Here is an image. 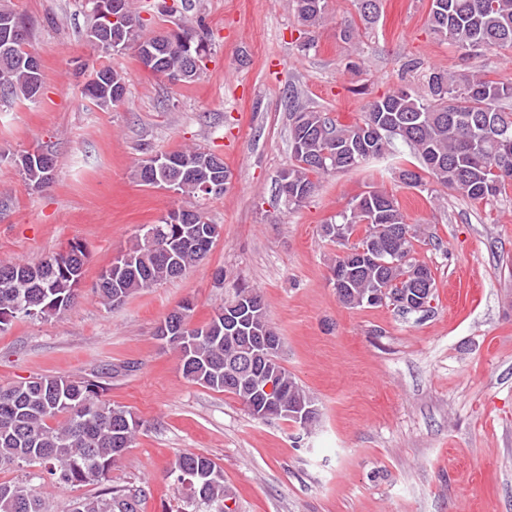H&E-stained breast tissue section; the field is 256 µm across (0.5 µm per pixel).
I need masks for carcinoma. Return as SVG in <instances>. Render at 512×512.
<instances>
[{
    "mask_svg": "<svg viewBox=\"0 0 512 512\" xmlns=\"http://www.w3.org/2000/svg\"><path fill=\"white\" fill-rule=\"evenodd\" d=\"M114 0H86L90 5L89 29L102 34L101 50L112 53V44H125L144 37L143 24L134 0H119L124 15L112 21ZM298 17L307 27H316L328 15V0H296ZM429 29L467 55L492 48H512V0H431ZM154 46L158 75H176L187 68V59L198 60L202 71L208 55L206 37L182 25L149 41ZM26 24L7 4H0V81L8 84L3 98L33 100L43 85L38 58L28 50ZM424 94L399 89L370 104L363 119L343 124L303 106L295 110L291 127L293 162L288 166L290 206H298L314 192V178L357 169L382 155L395 141L409 147L419 166L401 171L402 181L412 187L424 185V177L465 197L483 203L495 199L512 185V109L502 102L512 100V84L490 79L481 70L462 73L424 68ZM126 93L125 76L110 66L93 70L83 94L99 109L120 103ZM44 152H26L19 158L25 178L43 185L54 167L43 162ZM165 164L152 170L138 161L134 177L143 185L158 186L176 195L200 198L206 180L224 177V160L196 147L164 153ZM182 220H160L138 229L121 254V267L112 271L105 285L95 289L106 304L118 305L130 295L184 275L202 262L220 232L203 220L197 209H180ZM347 224L350 232L361 230L352 251L364 249L371 258L354 264L342 285L348 300L391 287L392 281L410 272V267L429 270L416 258L406 215L394 195L372 187L358 195L338 213L334 224L323 226V236L336 241L335 225ZM156 235L148 240V231ZM86 246L71 241L59 252L37 264L24 261L0 263V330L20 315H56L71 305L83 278ZM246 345L245 333L224 336V308L187 333L173 345L185 378L216 392H225L247 402L238 388V367L229 358ZM258 366L278 372L287 387L284 400L309 404L312 397L279 363L257 351ZM100 382L65 376H36L0 388V469L37 464L44 474L30 473L9 483H0V512H50L35 481L73 484L106 477L125 448L132 447L140 422L121 406L100 399ZM63 421L57 425L50 421ZM208 474L205 482L185 483L199 506L198 512H224V472L207 456L192 452L178 455L174 466ZM141 492L106 489L77 502L72 512H138Z\"/></svg>",
    "mask_w": 512,
    "mask_h": 512,
    "instance_id": "1",
    "label": "carcinoma"
}]
</instances>
